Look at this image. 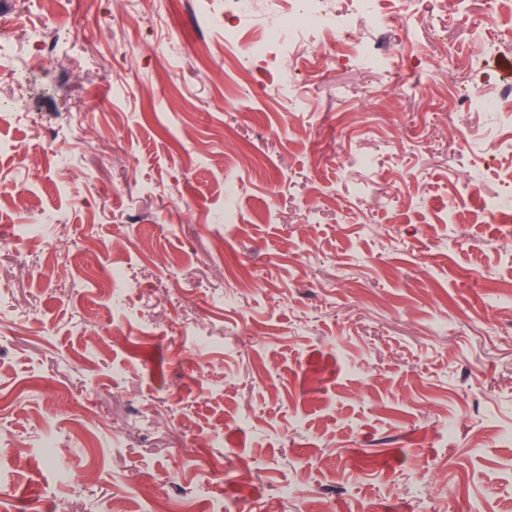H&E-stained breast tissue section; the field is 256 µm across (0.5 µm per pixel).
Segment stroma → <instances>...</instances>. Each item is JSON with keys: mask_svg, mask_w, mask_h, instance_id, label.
Returning a JSON list of instances; mask_svg holds the SVG:
<instances>
[{"mask_svg": "<svg viewBox=\"0 0 512 512\" xmlns=\"http://www.w3.org/2000/svg\"><path fill=\"white\" fill-rule=\"evenodd\" d=\"M231 6L0 0V512H512V46ZM325 0H289L293 4L292 9L288 7L287 13H278L275 27L266 31L262 36L255 38L248 43H241L236 35L227 29L226 34V55L231 63H238L245 68V62L263 57L269 50L272 42L283 35H296L298 32L312 34L313 44L318 49H329V56H347L356 53L360 44L351 36L342 39L338 34L339 26L335 18L324 7ZM297 20V24L293 20ZM296 26L300 28H296ZM317 38L321 42L316 44ZM247 69V68H245Z\"/></svg>", "mask_w": 512, "mask_h": 512, "instance_id": "obj_1", "label": "stroma"}]
</instances>
